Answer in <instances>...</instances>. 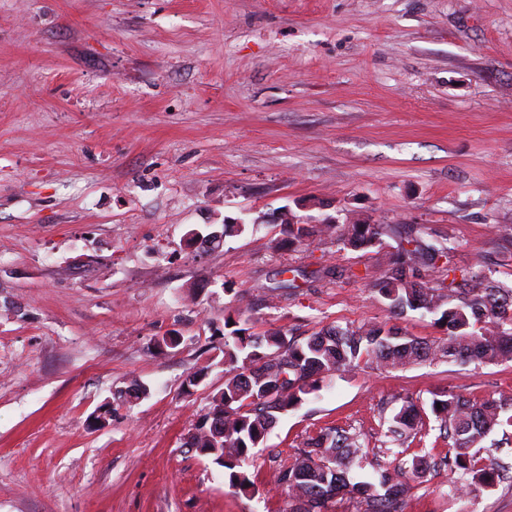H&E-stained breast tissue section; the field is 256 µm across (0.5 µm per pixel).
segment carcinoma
<instances>
[{
  "label": "carcinoma",
  "mask_w": 512,
  "mask_h": 512,
  "mask_svg": "<svg viewBox=\"0 0 512 512\" xmlns=\"http://www.w3.org/2000/svg\"><path fill=\"white\" fill-rule=\"evenodd\" d=\"M399 238L388 253L382 273L371 280L377 300L392 317L409 311L435 316L446 335L429 341L409 337L392 325L374 323L356 330L331 325L299 341L269 328L251 331L243 313L225 318L232 327L224 336V388L213 395L210 407L185 445L228 472L229 485L247 497L260 493L254 479L242 470L251 450L288 411L318 393L336 374L368 365L399 368L443 358L497 364L512 359V287L477 270L457 271L444 247L429 242L410 226L390 229ZM384 228L366 220L330 224L285 225L279 248L295 249L306 239H336L352 249L382 245ZM446 269L448 284L423 279L425 272ZM439 437L448 453L439 458L421 448L410 452L426 436L417 404L406 400L391 415H381L382 454L372 460L357 431L325 427L307 437L303 447L282 465L278 487L290 499L289 512H333L344 497L359 499L363 512H405L407 500L427 476L448 471V496L465 502L481 489L512 478V465L485 458L477 445L494 429H501L497 448L512 447V395L478 398L448 390L430 404ZM371 466L378 480L356 481L352 470Z\"/></svg>",
  "instance_id": "cac0c4a2"
}]
</instances>
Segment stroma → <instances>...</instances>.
<instances>
[{
  "mask_svg": "<svg viewBox=\"0 0 512 512\" xmlns=\"http://www.w3.org/2000/svg\"><path fill=\"white\" fill-rule=\"evenodd\" d=\"M285 207L418 225L512 287V0H0V512H286L273 476L320 428L374 442L404 397L512 391V361L333 377L235 493L183 445L225 315L299 338L387 318L369 282L396 238L279 249ZM458 508L443 473L406 512Z\"/></svg>",
  "mask_w": 512,
  "mask_h": 512,
  "instance_id": "obj_1",
  "label": "stroma"
}]
</instances>
